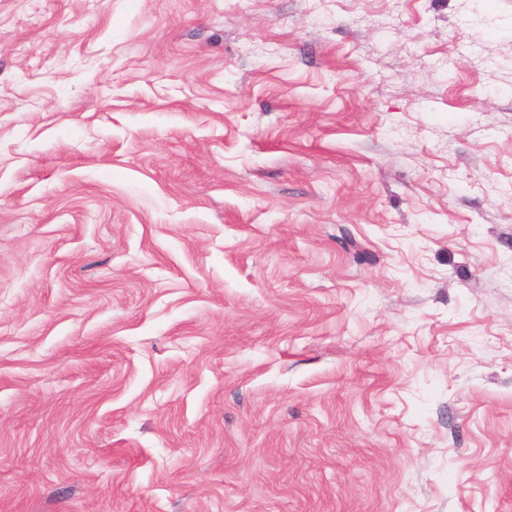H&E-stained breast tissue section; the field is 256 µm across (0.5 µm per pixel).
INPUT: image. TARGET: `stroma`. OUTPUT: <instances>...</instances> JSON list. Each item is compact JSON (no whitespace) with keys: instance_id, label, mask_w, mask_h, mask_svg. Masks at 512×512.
Returning <instances> with one entry per match:
<instances>
[{"instance_id":"1","label":"stroma","mask_w":512,"mask_h":512,"mask_svg":"<svg viewBox=\"0 0 512 512\" xmlns=\"http://www.w3.org/2000/svg\"><path fill=\"white\" fill-rule=\"evenodd\" d=\"M0 512H512V0H0Z\"/></svg>"}]
</instances>
